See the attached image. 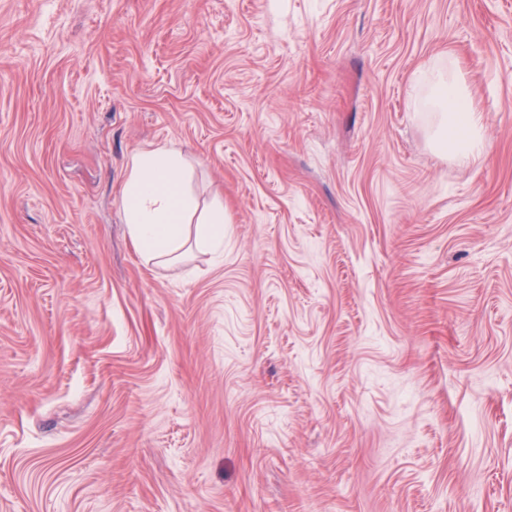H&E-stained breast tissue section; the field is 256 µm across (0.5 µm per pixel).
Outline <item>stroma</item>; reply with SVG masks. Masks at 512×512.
I'll return each instance as SVG.
<instances>
[{
  "label": "stroma",
  "mask_w": 512,
  "mask_h": 512,
  "mask_svg": "<svg viewBox=\"0 0 512 512\" xmlns=\"http://www.w3.org/2000/svg\"><path fill=\"white\" fill-rule=\"evenodd\" d=\"M0 512H512V0H0ZM450 61L453 73L448 77L431 72L426 78L431 85V96L443 110L437 114L435 145L441 152H448L459 165H469L487 154L484 115L477 108L454 61ZM459 128H464V136L457 134ZM182 155L156 147L136 153L122 190L124 222L135 247L151 261L170 262L183 248V224L198 204L188 191ZM196 227L197 243L216 248L224 245V205L215 202L207 208Z\"/></svg>",
  "instance_id": "stroma-1"
}]
</instances>
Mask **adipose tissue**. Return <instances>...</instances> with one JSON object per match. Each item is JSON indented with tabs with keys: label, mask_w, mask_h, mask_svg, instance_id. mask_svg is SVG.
<instances>
[{
	"label": "adipose tissue",
	"mask_w": 512,
	"mask_h": 512,
	"mask_svg": "<svg viewBox=\"0 0 512 512\" xmlns=\"http://www.w3.org/2000/svg\"><path fill=\"white\" fill-rule=\"evenodd\" d=\"M430 94L441 107L435 145L461 165L487 153L484 115L459 73L429 75ZM188 167L182 155L163 147L144 149L130 162L122 190L124 222L135 247L149 260L169 262L183 248V225L198 214L188 191Z\"/></svg>",
	"instance_id": "adipose-tissue-1"
}]
</instances>
